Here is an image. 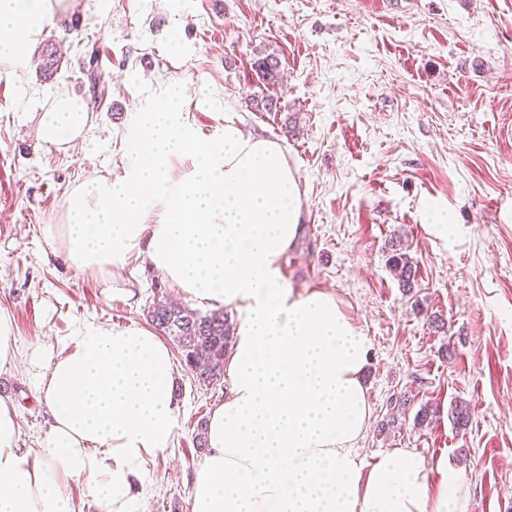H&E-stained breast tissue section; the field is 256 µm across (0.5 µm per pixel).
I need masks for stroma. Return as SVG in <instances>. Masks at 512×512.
<instances>
[{
  "mask_svg": "<svg viewBox=\"0 0 512 512\" xmlns=\"http://www.w3.org/2000/svg\"><path fill=\"white\" fill-rule=\"evenodd\" d=\"M60 60L36 78L43 51ZM276 55L278 82L253 62ZM101 80L91 91L86 78ZM180 83L209 136L225 117L277 141L295 171L302 231L283 274L298 290L327 289L372 344L366 462L394 448L446 459L464 484L456 512H512V0H74L33 42L31 63L0 62V309L12 339L63 346L86 321L147 324L174 288L136 259L118 276L76 271L44 255L65 195L126 164L124 140L147 88ZM82 95L92 128L69 143L38 140L43 110ZM272 100L269 109L256 107ZM454 231L437 238L429 206ZM400 238L417 267L411 292L389 270ZM441 324H434L433 315ZM173 445L149 461L145 512H190L194 436L227 382L174 377ZM38 382L0 372L24 447L50 418ZM467 405L466 428L448 411ZM427 404L431 422H415Z\"/></svg>",
  "mask_w": 512,
  "mask_h": 512,
  "instance_id": "obj_1",
  "label": "stroma"
}]
</instances>
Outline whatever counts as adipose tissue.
Returning a JSON list of instances; mask_svg holds the SVG:
<instances>
[{"label":"adipose tissue","mask_w":512,"mask_h":512,"mask_svg":"<svg viewBox=\"0 0 512 512\" xmlns=\"http://www.w3.org/2000/svg\"><path fill=\"white\" fill-rule=\"evenodd\" d=\"M53 18L50 0H0V60L26 59ZM183 100L170 85L132 113L123 175L69 192L45 241L80 272L145 256L181 295L233 312L229 390L207 423L191 512H450L464 477L447 461L412 448L357 458L372 421L371 343L334 293L283 275L302 205L281 146L229 118L204 136ZM90 120L85 99L62 97L39 136L67 143ZM11 332L0 310V370H34L51 424L39 447H21L18 412L0 398V512H74L73 480L99 512H138L133 480L177 427L170 347L147 326L86 322L45 357Z\"/></svg>","instance_id":"obj_1"}]
</instances>
